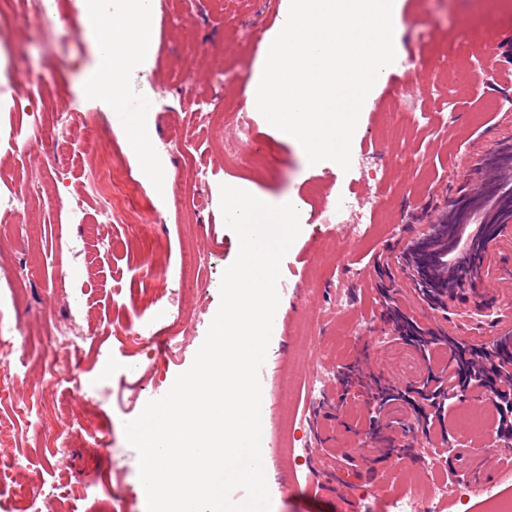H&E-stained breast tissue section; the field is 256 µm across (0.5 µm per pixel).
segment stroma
Returning <instances> with one entry per match:
<instances>
[{"label": "stroma", "instance_id": "obj_1", "mask_svg": "<svg viewBox=\"0 0 512 512\" xmlns=\"http://www.w3.org/2000/svg\"><path fill=\"white\" fill-rule=\"evenodd\" d=\"M288 0H155L146 82L128 97L147 105L153 148L179 191H161L126 145L124 113L105 100H77L98 62L86 30H73L82 0H49L33 14L26 0L0 7V181L26 183L39 200L22 211L0 205V326L26 335L0 389V512H25L31 492L58 512H146L138 453L125 422L163 397L187 371L220 305L224 270L239 252L224 223L227 184L277 204L298 202L301 231L281 262V307L259 372L266 404L265 472L271 512H385L378 488L411 487L419 507L439 469L430 447L392 462L365 437L372 405L360 386L333 381L351 365L403 386L427 364L397 340L382 289L423 325L432 309L414 291L404 254L430 224L484 179L480 159L512 143V0H401V49L387 80L366 98L351 153L371 178L331 161L307 166L299 147L247 105L253 65L278 30ZM191 67L205 89L236 103L232 121L198 122L174 79ZM35 70L41 132L14 111L13 75ZM80 111L96 143L78 145L59 116ZM111 162V199L91 175ZM378 202L372 228L326 222L338 204ZM90 240V259L67 241ZM177 301L173 323L163 308ZM151 326L177 349L147 359L131 339ZM70 331L53 346L51 327ZM330 373L320 391L315 371ZM477 395L460 404L453 444L487 447ZM68 431L63 447L52 437Z\"/></svg>", "mask_w": 512, "mask_h": 512}]
</instances>
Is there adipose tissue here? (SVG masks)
<instances>
[{
    "label": "adipose tissue",
    "mask_w": 512,
    "mask_h": 512,
    "mask_svg": "<svg viewBox=\"0 0 512 512\" xmlns=\"http://www.w3.org/2000/svg\"><path fill=\"white\" fill-rule=\"evenodd\" d=\"M153 0H86L85 28L97 45L95 74L79 88L80 97L96 96L123 106L126 89L147 78Z\"/></svg>",
    "instance_id": "1"
}]
</instances>
